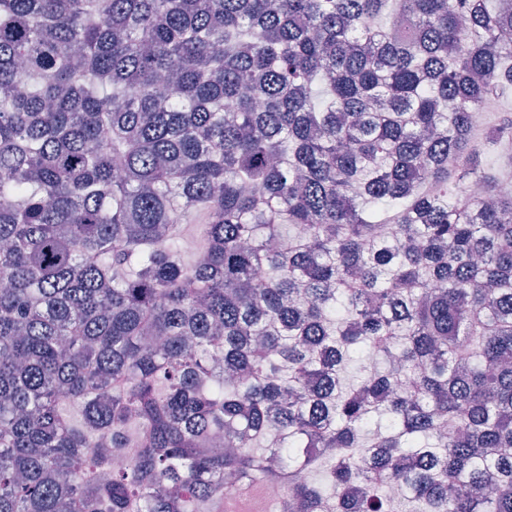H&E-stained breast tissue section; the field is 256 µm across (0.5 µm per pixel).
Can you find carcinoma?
Here are the masks:
<instances>
[{"instance_id": "obj_1", "label": "carcinoma", "mask_w": 512, "mask_h": 512, "mask_svg": "<svg viewBox=\"0 0 512 512\" xmlns=\"http://www.w3.org/2000/svg\"><path fill=\"white\" fill-rule=\"evenodd\" d=\"M507 94L500 0H0V512H512Z\"/></svg>"}]
</instances>
